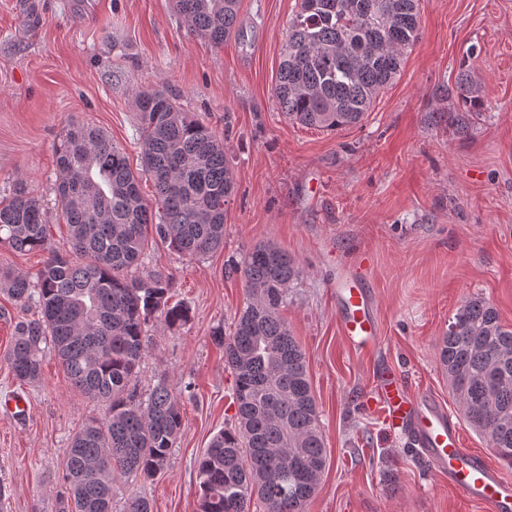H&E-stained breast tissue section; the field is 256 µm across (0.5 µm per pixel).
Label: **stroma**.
I'll list each match as a JSON object with an SVG mask.
<instances>
[{"instance_id":"1","label":"stroma","mask_w":512,"mask_h":512,"mask_svg":"<svg viewBox=\"0 0 512 512\" xmlns=\"http://www.w3.org/2000/svg\"><path fill=\"white\" fill-rule=\"evenodd\" d=\"M0 0V196L41 199L51 243L68 249L55 146L71 123L106 132L138 166L136 96L172 94L224 140L235 192L224 247L190 259L155 242L144 272L173 281L189 322L147 326L136 379L146 394L168 377L184 424L168 471L112 482V512L143 496L151 512H198L195 464L234 421L233 378L212 340L245 302L234 264L253 246L286 249L304 274L280 313L301 344L328 450L306 512H486L419 457L408 433L366 406L378 378L404 377L458 427L462 446L512 481V466L464 420L436 359L460 303L478 296L512 325V0H419L420 38L401 73L354 128L323 132L279 112L272 88L298 0H241L239 36L216 47L192 34L173 0ZM481 81L485 107L462 112L461 69ZM354 273L370 289L377 349L342 335L333 292ZM37 315L0 291V512H59L73 435L105 408L75 389L54 358L20 384L3 359L15 326Z\"/></svg>"}]
</instances>
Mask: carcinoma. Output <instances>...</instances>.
<instances>
[{
  "mask_svg": "<svg viewBox=\"0 0 512 512\" xmlns=\"http://www.w3.org/2000/svg\"><path fill=\"white\" fill-rule=\"evenodd\" d=\"M241 0H174L196 36L219 47L237 33ZM420 36L418 0H299L288 20L273 95L288 118L335 131L362 123L400 74ZM458 99L485 105L481 84L462 71ZM140 168L102 130L73 123L55 147L57 193L69 249L47 236L50 216L24 192L0 200V246L47 254L34 274L5 272L4 291L36 303L5 354L18 381L41 377L56 358L70 384L106 407L76 432L63 469L62 512H112L119 472L147 481L165 473L184 409L166 378L147 397L135 377L148 349L146 326H183L189 307L171 303L172 279L132 277L160 240L191 258L224 248V213L234 190L224 140L159 88L139 93ZM152 180L154 199L141 194ZM246 302L233 331H217L234 378V424L197 460L199 512H305L327 461L306 356L279 314L301 277L297 261L260 243L237 265ZM438 362L465 421L512 465V326L490 303L468 298L437 343Z\"/></svg>",
  "mask_w": 512,
  "mask_h": 512,
  "instance_id": "carcinoma-1",
  "label": "carcinoma"
}]
</instances>
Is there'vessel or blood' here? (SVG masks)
I'll return each instance as SVG.
<instances>
[{
	"label": "vessel or blood",
	"instance_id": "b4317fda",
	"mask_svg": "<svg viewBox=\"0 0 512 512\" xmlns=\"http://www.w3.org/2000/svg\"><path fill=\"white\" fill-rule=\"evenodd\" d=\"M335 293L343 336L358 350H373L380 328L369 289L362 281L345 277L337 280ZM372 405L391 427L408 429L417 437L422 455L447 476L449 485L486 505L488 512H512V482L480 455L463 451L460 433L446 410L428 402L413 403L403 379L393 372L382 376Z\"/></svg>",
	"mask_w": 512,
	"mask_h": 512
}]
</instances>
